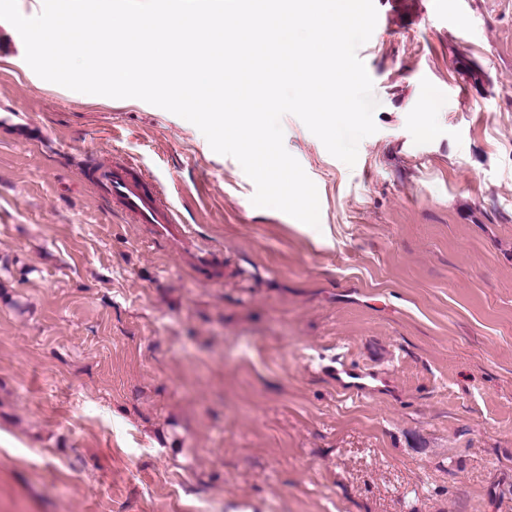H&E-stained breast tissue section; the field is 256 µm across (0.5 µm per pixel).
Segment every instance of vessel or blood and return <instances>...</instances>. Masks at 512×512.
<instances>
[{
  "mask_svg": "<svg viewBox=\"0 0 512 512\" xmlns=\"http://www.w3.org/2000/svg\"><path fill=\"white\" fill-rule=\"evenodd\" d=\"M87 174L103 199L122 210L132 223L150 226L154 238L168 241L185 236L181 216L144 170L126 161L96 156L89 161ZM323 374L340 392L357 397L370 393L374 380L389 377L388 369L360 366L342 355L326 366Z\"/></svg>",
  "mask_w": 512,
  "mask_h": 512,
  "instance_id": "obj_1",
  "label": "vessel or blood"
}]
</instances>
